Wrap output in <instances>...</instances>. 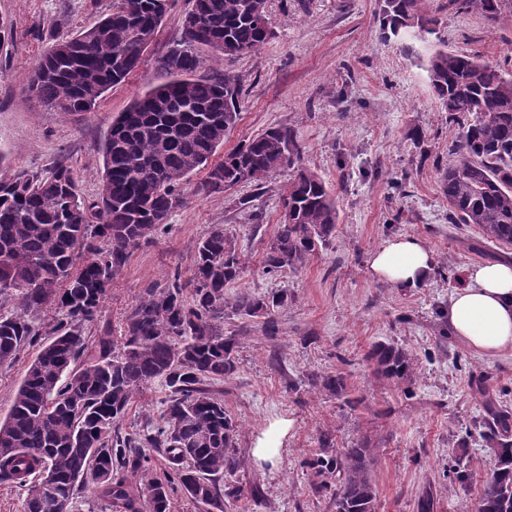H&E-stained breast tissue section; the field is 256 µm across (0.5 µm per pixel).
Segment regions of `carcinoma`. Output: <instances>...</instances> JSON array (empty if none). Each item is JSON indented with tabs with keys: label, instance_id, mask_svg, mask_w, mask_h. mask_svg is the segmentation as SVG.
Returning a JSON list of instances; mask_svg holds the SVG:
<instances>
[{
	"label": "carcinoma",
	"instance_id": "cac0c4a2",
	"mask_svg": "<svg viewBox=\"0 0 512 512\" xmlns=\"http://www.w3.org/2000/svg\"><path fill=\"white\" fill-rule=\"evenodd\" d=\"M268 0H193L181 38L160 58L166 80L136 96L112 121L102 144L103 176L97 201L80 195L72 171H21L0 179V362L25 347L36 356L0 422V484L27 488L25 512H50L37 497L55 483L66 512H77L92 485L108 512H171L180 487L211 509L247 492L224 482L242 461L237 423L224 408L219 385L236 370L237 340L224 335L226 311L273 314L288 293H225L246 273L236 237L216 224L195 248L190 275L175 270L164 286L150 285L125 317L124 334L95 333L112 280L133 251L168 233L174 200L193 173L206 169V187L252 182L263 187L278 172L296 168L284 190L292 212L277 224L262 260L273 275L305 267L335 229L336 200L323 179L299 166L300 147L286 128H271L208 167L239 119L238 83L229 75L198 78L208 52L235 58L258 51L271 36ZM505 0H464L488 19ZM167 0H112L111 12L74 37L55 42L38 59L30 91L48 109L66 114L94 109L141 62ZM438 21L424 0H386L381 30L397 38L435 33ZM426 71L438 100L460 134L456 163L442 174L451 223L473 225L490 242L512 244V78L476 56L436 49ZM50 305L64 312L44 330L36 317ZM377 373L406 381L409 351L376 343ZM160 381L167 391L160 420L134 432L122 422L143 388ZM313 388L350 403L345 378L327 372ZM487 416L481 438L497 449L484 481L479 512H512V441L509 413L479 387ZM165 462L154 472L146 449ZM333 490L335 512H375L374 455L366 442L311 463Z\"/></svg>",
	"mask_w": 512,
	"mask_h": 512
}]
</instances>
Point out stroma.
Instances as JSON below:
<instances>
[{"label":"stroma","mask_w":512,"mask_h":512,"mask_svg":"<svg viewBox=\"0 0 512 512\" xmlns=\"http://www.w3.org/2000/svg\"><path fill=\"white\" fill-rule=\"evenodd\" d=\"M111 0H0V178L23 170L72 169L86 202L103 175L99 147L133 98L165 79L159 59L180 38L192 0H169L140 66L109 89L93 111L64 115L30 92L32 69L58 40L107 13ZM385 0H268L273 32L258 52L232 59L207 56L199 76L237 79L240 116L224 137L227 151L267 129L291 130L300 164L324 179L336 199V227L306 267L274 275L261 260L283 212L292 170L263 187L249 182L223 193L204 187L206 171L184 186V202L168 217L170 230L136 249L116 275L100 323L121 335L126 313L144 288L188 270L195 247L213 225L232 232L248 268L230 286L260 296L285 290L275 314L276 336L263 317L226 315L224 333L237 340V369L225 379L224 406L239 423L244 465L235 480L260 491L232 512H335L330 492L317 490L312 460L366 440L376 450V512H417L432 495V512H472L496 452L479 435V386L512 408V355L484 357L450 336L442 315L470 265L512 259V245L493 243L475 226L448 221L442 172L456 157L458 129L436 98L425 70L435 49L469 54L512 72V7L491 21L477 9L426 0L439 19L423 43L384 36ZM250 201L240 208L239 199ZM414 235L436 263L423 282L398 288L375 280L368 257L386 240ZM379 341L397 343L415 360L411 380L377 377L369 357ZM34 348L0 364V421L34 359ZM341 373L350 402L312 388V375ZM166 391L146 385L123 421L135 432L156 421ZM293 420L277 467L256 464L254 436L269 422Z\"/></svg>","instance_id":"1"}]
</instances>
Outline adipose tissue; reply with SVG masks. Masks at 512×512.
Listing matches in <instances>:
<instances>
[{"mask_svg":"<svg viewBox=\"0 0 512 512\" xmlns=\"http://www.w3.org/2000/svg\"><path fill=\"white\" fill-rule=\"evenodd\" d=\"M435 257L415 236H395L368 259L373 278L409 288L428 274ZM468 283L455 290L445 311L452 336L481 355L512 354V263L493 261L467 270Z\"/></svg>","mask_w":512,"mask_h":512,"instance_id":"adipose-tissue-1","label":"adipose tissue"}]
</instances>
